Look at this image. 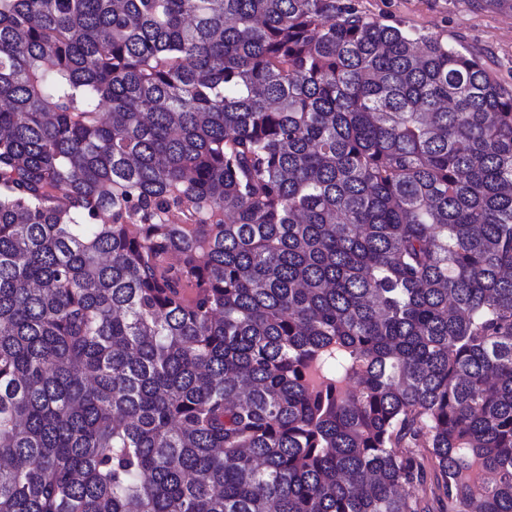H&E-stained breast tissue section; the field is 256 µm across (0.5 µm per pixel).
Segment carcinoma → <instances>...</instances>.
<instances>
[{"instance_id":"carcinoma-1","label":"carcinoma","mask_w":512,"mask_h":512,"mask_svg":"<svg viewBox=\"0 0 512 512\" xmlns=\"http://www.w3.org/2000/svg\"><path fill=\"white\" fill-rule=\"evenodd\" d=\"M512 512V89L345 0H0V512Z\"/></svg>"}]
</instances>
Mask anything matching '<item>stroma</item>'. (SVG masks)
I'll return each instance as SVG.
<instances>
[{
	"label": "stroma",
	"instance_id": "1",
	"mask_svg": "<svg viewBox=\"0 0 512 512\" xmlns=\"http://www.w3.org/2000/svg\"><path fill=\"white\" fill-rule=\"evenodd\" d=\"M367 17L413 37H436L481 55L491 79L512 88V7L501 0H351Z\"/></svg>",
	"mask_w": 512,
	"mask_h": 512
}]
</instances>
